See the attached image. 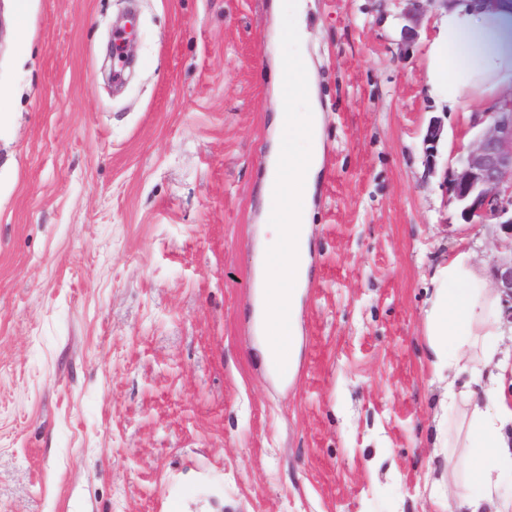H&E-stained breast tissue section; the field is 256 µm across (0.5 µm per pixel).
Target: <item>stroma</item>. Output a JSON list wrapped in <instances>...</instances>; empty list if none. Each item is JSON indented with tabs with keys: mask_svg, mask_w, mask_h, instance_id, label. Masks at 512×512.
I'll return each instance as SVG.
<instances>
[{
	"mask_svg": "<svg viewBox=\"0 0 512 512\" xmlns=\"http://www.w3.org/2000/svg\"><path fill=\"white\" fill-rule=\"evenodd\" d=\"M310 0L323 110L296 374L253 332L280 0H0V512H445L425 311L474 135L424 0ZM448 130L428 170L432 118Z\"/></svg>",
	"mask_w": 512,
	"mask_h": 512,
	"instance_id": "35a3bbf8",
	"label": "stroma"
}]
</instances>
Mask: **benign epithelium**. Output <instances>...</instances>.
Instances as JSON below:
<instances>
[{"mask_svg": "<svg viewBox=\"0 0 512 512\" xmlns=\"http://www.w3.org/2000/svg\"><path fill=\"white\" fill-rule=\"evenodd\" d=\"M476 140L458 150L444 171L446 193L458 207L460 220L472 226L494 224L505 234L491 271L503 297V315L512 320V97L494 112H476L466 123ZM444 122H429L423 143L429 171L436 169Z\"/></svg>", "mask_w": 512, "mask_h": 512, "instance_id": "obj_1", "label": "benign epithelium"}]
</instances>
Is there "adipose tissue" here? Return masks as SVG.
I'll use <instances>...</instances> for the list:
<instances>
[{
  "mask_svg": "<svg viewBox=\"0 0 512 512\" xmlns=\"http://www.w3.org/2000/svg\"><path fill=\"white\" fill-rule=\"evenodd\" d=\"M443 32L426 68L431 91L448 112H489L512 88V0H448L441 9ZM475 249L457 251L434 275L426 313L431 364L446 379L449 408L464 407L469 450L466 474L484 494L448 500V512H512V497L493 495L492 468L512 463V400L505 387L512 355L488 344L504 333L502 296L475 262Z\"/></svg>",
  "mask_w": 512,
  "mask_h": 512,
  "instance_id": "obj_1",
  "label": "adipose tissue"
}]
</instances>
